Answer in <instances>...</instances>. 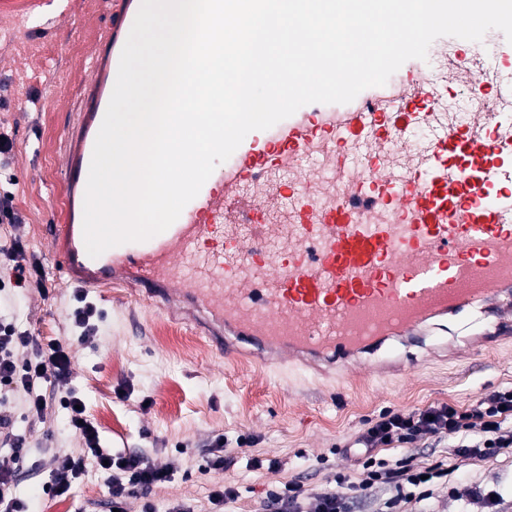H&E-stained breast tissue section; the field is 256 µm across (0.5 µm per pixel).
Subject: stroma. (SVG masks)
Here are the masks:
<instances>
[{
  "instance_id": "stroma-1",
  "label": "stroma",
  "mask_w": 512,
  "mask_h": 512,
  "mask_svg": "<svg viewBox=\"0 0 512 512\" xmlns=\"http://www.w3.org/2000/svg\"><path fill=\"white\" fill-rule=\"evenodd\" d=\"M111 22L110 0H48L26 20L0 19V134L13 143L0 168V193L12 194L21 217L20 223L0 224V245L20 239L25 265H40L44 273L16 287L11 261L0 257V320L45 346L74 336L72 314L81 300L95 305L96 330L74 345L67 385L83 398L105 446L145 453L170 471V482L147 498L153 512H168L179 500L211 512L208 496L225 484L239 490L225 512H259L265 491L299 477L314 490L330 488L335 474L357 475L358 458L344 447L384 411L436 403L468 408L487 394L512 389V347L474 346L473 337L483 330L475 314L448 335L426 337L423 346L390 348V355L413 360L406 374L325 384L296 371L284 376L250 359L226 362L206 337L172 323L128 288L83 298L67 287L49 254V219L61 189L60 136L90 77L86 69L74 72L70 49L87 29L101 34ZM0 409L27 438L21 455L0 448V468L15 474L18 497L36 512H112L106 474L88 471L62 498L48 490L58 462L82 448L64 409L53 406L43 420H34L21 390L8 393ZM219 442L235 459L223 470L209 466ZM377 452L391 462L409 458L419 467L441 462L451 469L447 479L436 481L431 498L400 504V512H458L449 487L487 482L502 494L503 512H512V448L464 459L450 455L448 440L423 435ZM249 453L279 460L282 467L276 473L249 469Z\"/></svg>"
}]
</instances>
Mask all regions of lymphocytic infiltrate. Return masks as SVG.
Segmentation results:
<instances>
[{
  "instance_id": "f902f5d3",
  "label": "lymphocytic infiltrate",
  "mask_w": 512,
  "mask_h": 512,
  "mask_svg": "<svg viewBox=\"0 0 512 512\" xmlns=\"http://www.w3.org/2000/svg\"><path fill=\"white\" fill-rule=\"evenodd\" d=\"M33 342V337L17 332L12 324L0 323V388L30 393L31 411L40 418L50 405L40 389L55 387L67 379L71 344L67 341L50 343L48 348L37 349L33 359L18 364L16 348ZM81 402V397L72 390L59 398L60 405L67 411L69 427L82 440L83 453L65 460L54 471L52 490L55 496L66 495L72 480L84 475L87 469L106 470L112 474L106 486L107 495L116 512H124L128 499L147 496L154 487L169 481V470L156 466L146 454H117L102 448L98 429L87 420ZM511 416L512 389L481 398L470 409L438 403L410 413L384 412L370 422L357 440L364 459L363 471L350 489L359 496L376 489L390 492L391 497L385 502L389 508L403 501L426 500L432 494L431 480L446 477L447 469L439 463L416 467L407 460L391 465L375 459L377 447L388 442L411 443L418 436L429 434L454 439L455 456L487 455L512 447V428L505 425ZM262 512H349V505L346 498L334 492L318 493L303 482L293 481L268 490Z\"/></svg>"
}]
</instances>
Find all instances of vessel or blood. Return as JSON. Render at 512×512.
<instances>
[{"instance_id":"b4317fda","label":"vessel or blood","mask_w":512,"mask_h":512,"mask_svg":"<svg viewBox=\"0 0 512 512\" xmlns=\"http://www.w3.org/2000/svg\"><path fill=\"white\" fill-rule=\"evenodd\" d=\"M120 3L66 136L51 254L67 284H132L148 300L187 304L225 360L325 379L475 307L493 319L485 346L512 341V113L445 122L419 59L402 66L410 88L307 104L253 132L167 230L90 257L88 172L141 0ZM423 128L434 136L421 154ZM276 171L292 181H270ZM273 239L279 252L265 248Z\"/></svg>"}]
</instances>
